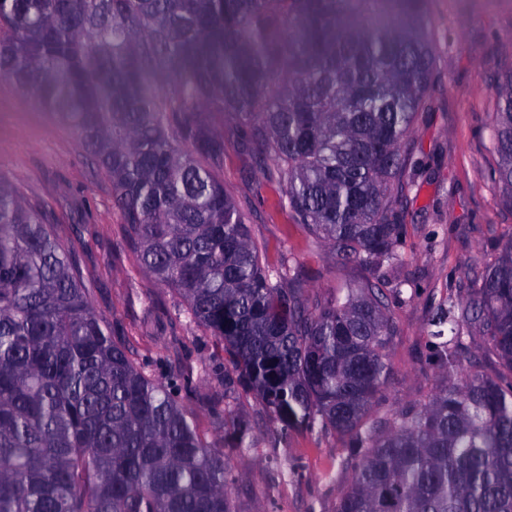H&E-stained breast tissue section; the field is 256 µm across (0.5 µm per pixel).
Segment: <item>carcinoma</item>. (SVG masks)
<instances>
[{"instance_id": "1", "label": "carcinoma", "mask_w": 512, "mask_h": 512, "mask_svg": "<svg viewBox=\"0 0 512 512\" xmlns=\"http://www.w3.org/2000/svg\"><path fill=\"white\" fill-rule=\"evenodd\" d=\"M414 0H0V78L66 121L112 181L141 265L224 347V384L280 433L333 430L353 477L336 512H512V235L439 304L429 360L482 336L503 371L372 418L393 323L378 285L402 225L394 183L431 82ZM169 72L168 84L150 80ZM495 175L512 207V67L492 85ZM235 119L286 184L295 221L372 281L311 300L261 263L216 177ZM71 242L0 175V512H236L224 453L90 301Z\"/></svg>"}]
</instances>
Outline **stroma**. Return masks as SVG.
Listing matches in <instances>:
<instances>
[{"mask_svg":"<svg viewBox=\"0 0 512 512\" xmlns=\"http://www.w3.org/2000/svg\"><path fill=\"white\" fill-rule=\"evenodd\" d=\"M434 46L432 83L411 134L402 142L405 188L390 206L403 246L388 289L394 331L384 354L388 378L373 416L383 420L429 399L446 381L428 358L427 322L440 299L468 287L474 271L512 235V208L494 179V78L512 65V0H426ZM225 191L248 218L266 270L290 268L305 293L329 299L369 273L344 263L282 208L283 183L268 179L239 124L222 130ZM0 175L40 205L57 233L78 243L76 260L91 271L94 309L107 317L138 359L160 377L193 368L192 393L181 402L199 432L223 451L241 477L238 512H335L350 484L348 441L336 432L280 437L257 397L224 385L220 345L186 322L180 296L141 266L112 200V184L90 161L78 135L37 97L0 80ZM245 416L250 447L241 448L224 412Z\"/></svg>","mask_w":512,"mask_h":512,"instance_id":"obj_1","label":"stroma"}]
</instances>
